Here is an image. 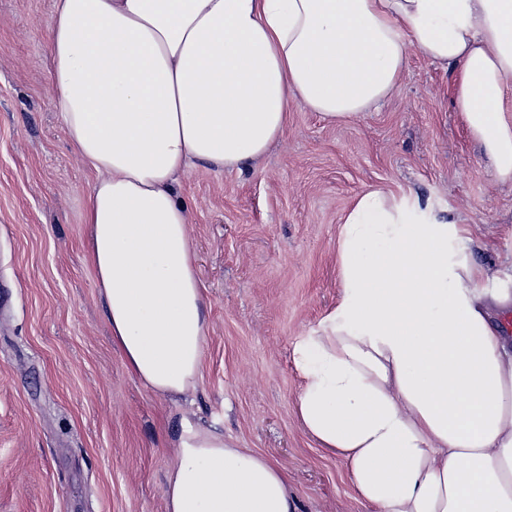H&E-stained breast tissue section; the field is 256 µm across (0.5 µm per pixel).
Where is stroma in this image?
Returning <instances> with one entry per match:
<instances>
[{
    "mask_svg": "<svg viewBox=\"0 0 512 512\" xmlns=\"http://www.w3.org/2000/svg\"><path fill=\"white\" fill-rule=\"evenodd\" d=\"M52 15L53 0H0V512H165L180 411L285 467L301 512H369L299 421L292 342L335 306L340 218L371 188L465 219L476 261L512 288V185L456 112L452 69L409 48L381 106L342 122L293 109L261 159L184 178L210 311L178 406L112 345L87 260L94 177L54 108Z\"/></svg>",
    "mask_w": 512,
    "mask_h": 512,
    "instance_id": "1",
    "label": "stroma"
}]
</instances>
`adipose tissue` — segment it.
Wrapping results in <instances>:
<instances>
[{"label":"adipose tissue","mask_w":512,"mask_h":512,"mask_svg":"<svg viewBox=\"0 0 512 512\" xmlns=\"http://www.w3.org/2000/svg\"><path fill=\"white\" fill-rule=\"evenodd\" d=\"M455 72L452 100L512 183V0H55V108L94 175L84 222L112 343L157 395L195 393L207 304L174 186L262 157L293 107L382 103L407 46ZM466 227L382 188L336 241L341 293L292 342L308 433L373 512H512V337ZM165 512H300L288 472L185 415Z\"/></svg>","instance_id":"adipose-tissue-1"}]
</instances>
